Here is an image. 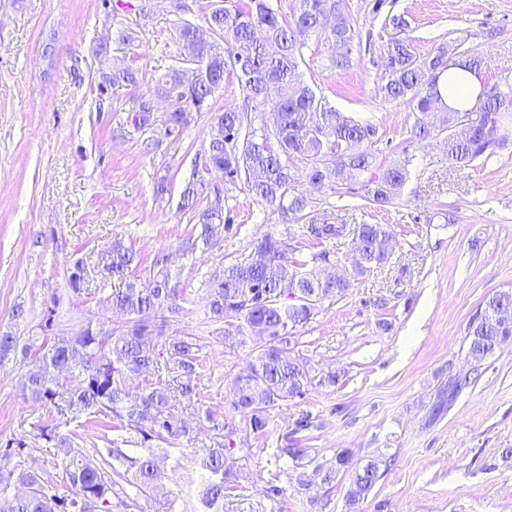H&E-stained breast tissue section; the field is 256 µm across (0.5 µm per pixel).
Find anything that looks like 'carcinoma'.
Segmentation results:
<instances>
[{
  "mask_svg": "<svg viewBox=\"0 0 512 512\" xmlns=\"http://www.w3.org/2000/svg\"><path fill=\"white\" fill-rule=\"evenodd\" d=\"M314 34L330 49V63L348 67L354 34L341 12L340 0H301L293 21L280 17L269 0H249L243 9L211 4L205 24L179 18L172 40L181 46V65L168 69L156 81L155 93L173 108L163 122L164 136L177 137L189 123V113L210 111L209 101L232 70L246 98L257 104L276 101L271 118L260 126L245 112L228 109L213 117L212 134L204 147V163L224 172L227 181L245 177L247 189L273 212L283 217L301 215L306 224L300 237L317 245L350 237L358 259L354 272L364 275L384 265L383 245L392 238L387 224H335L320 197L330 190L338 196L352 194L369 206L392 203L410 176L411 159L373 172V147L377 126L336 110L298 79L303 43L297 34ZM483 59L460 42L441 45L419 58L406 39L389 43L383 61L385 75L377 95L385 103H402L416 114L411 133L425 139L445 135L446 157L451 167H466L491 150L505 136L502 127L512 121V82L482 88L468 109L449 106L438 91V78L451 66L480 74ZM102 90L137 86L138 72L107 54L99 57ZM429 112L441 114V124L431 127ZM310 191H297L299 177ZM182 208L201 225L200 239L214 245L224 232V193L195 179L184 190ZM288 244L268 234L253 245L245 262L214 268L208 277L209 318L222 321L233 311L243 315L237 325L242 342L257 340V353L235 378L234 409L249 417L252 430L266 426L268 407L280 400L302 398L311 383L306 362L288 355L289 329L306 323L318 304L350 287L345 275L329 279L317 275L315 266L329 261L326 250L311 252L288 267ZM136 253L116 241L98 256L95 274L112 282L104 302L127 315L117 329L103 330L86 323L71 329L53 343L38 348L20 346L19 338L0 333V358L17 350L29 359L25 388L30 399L60 410L77 407L91 419L112 417L118 427L134 433L122 442L112 441L107 456L94 458L78 448L76 433L55 427L40 429L45 447L62 456L63 482L72 494H61L48 480L21 472L19 491L11 512H143L140 499L153 496L162 474L156 460L165 448L191 441L193 429L178 406L199 396L195 382L200 340L192 336H166L164 326L183 312L180 290L167 272L160 271L143 283L135 275ZM89 277L79 259L70 269L68 283L82 294ZM300 301L286 305L288 298ZM467 357L478 367L499 348L512 343V293L490 297L479 317L469 325ZM165 372L166 379L131 392L128 381L145 372ZM78 372L79 384L61 389L59 378ZM464 375L441 390L432 408L433 422L448 411L462 387ZM205 449L200 466L209 473L201 492L205 512H221L224 494L235 479L232 449L225 440ZM131 444L122 448L120 444ZM381 457L371 456L351 466L344 450L335 462L316 468L322 483L330 485L337 474L353 467L346 491L350 507L364 502L380 478Z\"/></svg>",
  "mask_w": 512,
  "mask_h": 512,
  "instance_id": "cac0c4a2",
  "label": "carcinoma"
}]
</instances>
